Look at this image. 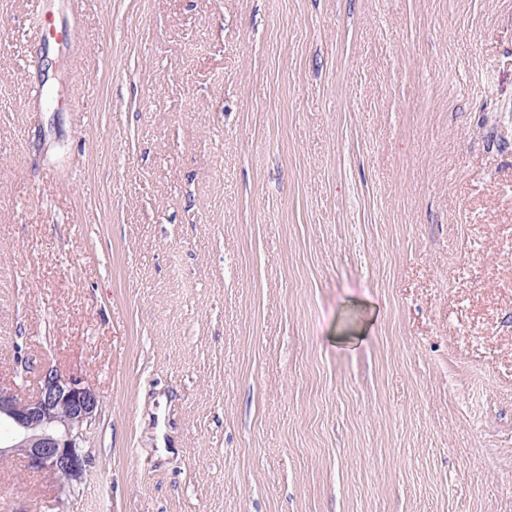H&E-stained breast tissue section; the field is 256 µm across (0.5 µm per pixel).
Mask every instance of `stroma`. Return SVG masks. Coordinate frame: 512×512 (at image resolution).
I'll list each match as a JSON object with an SVG mask.
<instances>
[{
    "label": "stroma",
    "mask_w": 512,
    "mask_h": 512,
    "mask_svg": "<svg viewBox=\"0 0 512 512\" xmlns=\"http://www.w3.org/2000/svg\"><path fill=\"white\" fill-rule=\"evenodd\" d=\"M0 0V385L93 465L0 512H512V0ZM50 2L48 0H35L32 16L35 25L32 27L34 41H46L48 37H56L65 42H71L73 34L70 29H59L51 18ZM98 405L84 378L63 376L53 367L40 372L31 398H19L11 388L0 386V424L10 427L8 441L0 437V459L22 456L29 467L51 472L64 487L73 488L90 464L83 444Z\"/></svg>",
    "instance_id": "stroma-1"
}]
</instances>
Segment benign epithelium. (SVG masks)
<instances>
[{
    "mask_svg": "<svg viewBox=\"0 0 512 512\" xmlns=\"http://www.w3.org/2000/svg\"><path fill=\"white\" fill-rule=\"evenodd\" d=\"M98 405L88 382L52 367L40 372L31 398L0 386V424L10 427L9 439L0 437V459L19 455L29 467L53 473L69 488L81 483L90 464L83 444Z\"/></svg>",
    "mask_w": 512,
    "mask_h": 512,
    "instance_id": "obj_1",
    "label": "benign epithelium"
}]
</instances>
